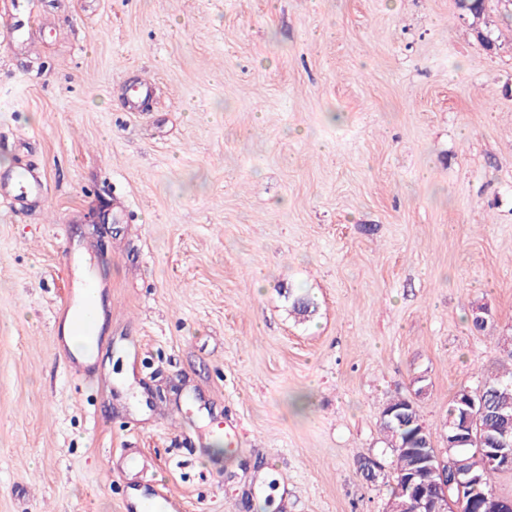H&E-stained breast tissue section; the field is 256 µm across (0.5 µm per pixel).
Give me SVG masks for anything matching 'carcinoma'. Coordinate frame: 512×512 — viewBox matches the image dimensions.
<instances>
[{
	"mask_svg": "<svg viewBox=\"0 0 512 512\" xmlns=\"http://www.w3.org/2000/svg\"><path fill=\"white\" fill-rule=\"evenodd\" d=\"M293 312L302 317H309L316 311V304L308 297L295 296L291 302ZM508 361L498 371L477 386L483 401L485 414L474 426V432L486 440L484 446L477 443H465L462 440L460 426L464 420L466 406L463 404L462 391H457L448 407L446 434L448 441L447 461L440 462L437 449L432 445V437L427 428L409 409V402L399 398L390 402L381 412L380 426L385 441L396 457L395 480L388 503V509H400L401 512H414L415 505L407 495L400 494L402 481L418 466L422 458H432L434 467L448 468L452 460L461 469H471L480 477V482L471 487L464 495H459L455 485L442 488L435 478L430 492L443 493L457 504L463 512H483L484 497L494 493L493 477L504 472L500 462L484 458L483 448H492L498 439L508 436L512 439V353H503Z\"/></svg>",
	"mask_w": 512,
	"mask_h": 512,
	"instance_id": "carcinoma-1",
	"label": "carcinoma"
}]
</instances>
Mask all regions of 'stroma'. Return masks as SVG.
<instances>
[{
  "label": "stroma",
  "instance_id": "35a3bbf8",
  "mask_svg": "<svg viewBox=\"0 0 512 512\" xmlns=\"http://www.w3.org/2000/svg\"><path fill=\"white\" fill-rule=\"evenodd\" d=\"M487 19L490 50L456 0H0V512L152 483L184 512H386L397 398L446 453L512 335V21ZM73 330L77 336H83L86 339H93L98 334V315L92 303L88 301L83 308L73 313ZM67 340L72 347L85 350V341L82 338L73 336L66 326Z\"/></svg>",
  "mask_w": 512,
  "mask_h": 512
}]
</instances>
